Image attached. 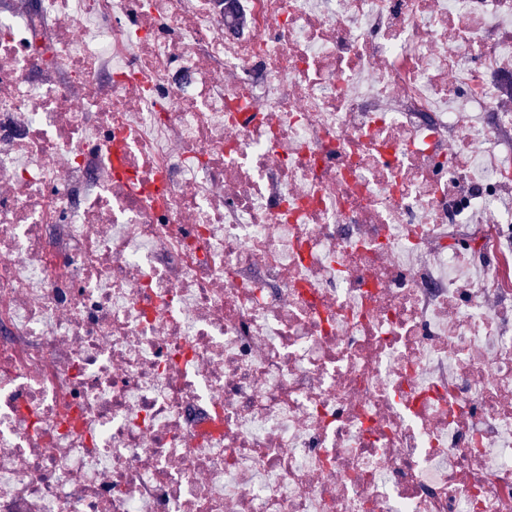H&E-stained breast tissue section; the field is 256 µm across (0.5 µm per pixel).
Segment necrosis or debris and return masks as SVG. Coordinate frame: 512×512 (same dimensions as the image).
Returning <instances> with one entry per match:
<instances>
[{"label":"necrosis or debris","instance_id":"4bbe7bcc","mask_svg":"<svg viewBox=\"0 0 512 512\" xmlns=\"http://www.w3.org/2000/svg\"><path fill=\"white\" fill-rule=\"evenodd\" d=\"M0 512H512V0H0Z\"/></svg>","mask_w":512,"mask_h":512}]
</instances>
